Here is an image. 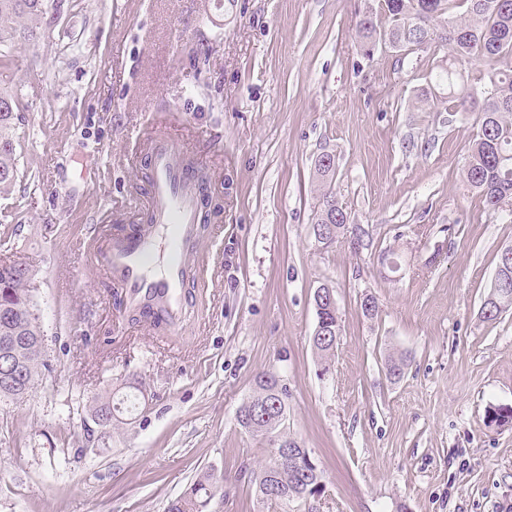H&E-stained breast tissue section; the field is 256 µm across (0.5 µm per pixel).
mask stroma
Returning <instances> with one entry per match:
<instances>
[{"label": "stroma", "instance_id": "1", "mask_svg": "<svg viewBox=\"0 0 512 512\" xmlns=\"http://www.w3.org/2000/svg\"><path fill=\"white\" fill-rule=\"evenodd\" d=\"M377 3L54 0L40 36L16 41L0 68L20 101L0 262L33 273L46 368L24 399L0 398V512H165L204 468L226 478L211 512L512 507V425L486 424L512 405V311L479 316L512 218L464 182L476 115L438 85L447 49L360 50L356 22ZM162 132L187 139L221 207L173 334L121 313L79 257L89 225L141 223L133 158ZM323 154L360 241L314 238ZM324 283L341 335L323 375L310 336ZM391 350L410 358L396 382ZM268 370L324 475L285 511L257 499L249 476L269 449L236 420ZM104 392L126 424L90 442Z\"/></svg>", "mask_w": 512, "mask_h": 512}]
</instances>
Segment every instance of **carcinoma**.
Here are the masks:
<instances>
[{
    "mask_svg": "<svg viewBox=\"0 0 512 512\" xmlns=\"http://www.w3.org/2000/svg\"><path fill=\"white\" fill-rule=\"evenodd\" d=\"M381 10L388 18L381 29L372 17L362 15L357 22L359 47L371 50L377 43L403 51L411 46L430 43L448 45V67L442 71L451 98L462 111L477 112V132L468 149L464 168L467 186L489 211H498L512 203V0H462L466 14L452 13L455 0H381ZM50 0H0V65L10 62V50L18 37H37ZM486 63L487 82L472 87L458 80L454 65L464 58ZM19 99L0 89V193L8 191L17 176L15 153V109ZM321 183L319 205L314 225L334 224L337 235L348 232L351 216L336 200L331 184L336 166L315 163ZM33 274L29 269L11 272L0 266V343L6 336H24L26 341L12 349L3 369L10 370V381L0 379V397L18 399L29 393L44 367L40 329L32 309ZM492 312L482 314L485 321H495L512 308V279L493 289ZM316 325L310 338L312 348L322 362H327L337 345L341 325L337 308L314 301ZM289 390L275 372L256 375L254 388L237 413L238 424L250 435L273 446L274 441L288 444L295 452L294 469H274V459L252 471L251 482L259 500L288 507L305 502L323 492L321 472L308 449L288 430ZM112 411V427L123 423L120 408L104 392L92 399L88 412L95 417ZM262 410L267 418L255 417ZM224 496V475L213 469L201 471L185 491L171 500L167 512H209L211 502Z\"/></svg>",
    "mask_w": 512,
    "mask_h": 512,
    "instance_id": "obj_1",
    "label": "carcinoma"
}]
</instances>
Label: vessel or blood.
Here are the masks:
<instances>
[{"label":"vessel or blood","instance_id":"b4317fda","mask_svg":"<svg viewBox=\"0 0 512 512\" xmlns=\"http://www.w3.org/2000/svg\"><path fill=\"white\" fill-rule=\"evenodd\" d=\"M186 158L181 139L168 135L155 142L146 166L151 224L106 237L104 249L88 259L116 287V304L153 327L175 328L186 320V286L208 230V188Z\"/></svg>","mask_w":512,"mask_h":512}]
</instances>
